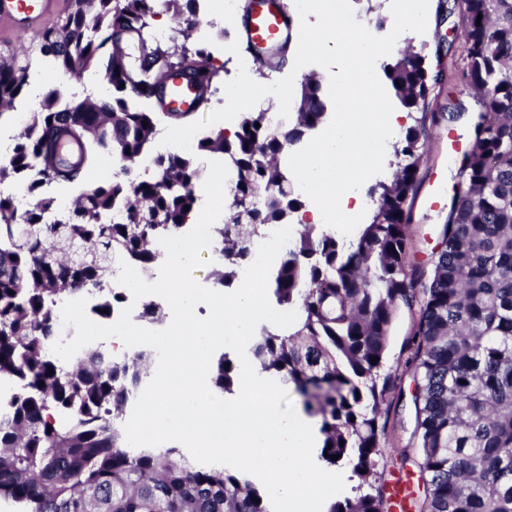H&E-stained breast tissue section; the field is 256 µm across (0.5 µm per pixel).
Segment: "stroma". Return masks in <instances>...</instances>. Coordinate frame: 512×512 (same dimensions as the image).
Instances as JSON below:
<instances>
[{
	"mask_svg": "<svg viewBox=\"0 0 512 512\" xmlns=\"http://www.w3.org/2000/svg\"><path fill=\"white\" fill-rule=\"evenodd\" d=\"M201 24L192 31L186 42L189 48H202L209 60L219 71L221 86L213 93L209 110L224 105L226 99L224 83L232 80L227 70V60L233 42H244L242 9H235L232 17H225L223 0H199ZM463 30L460 14L451 15L430 11L425 33L402 35L401 47H414L425 56V66L430 75L436 76L437 84L431 94V111L435 119L430 124L426 153L421 162L416 195L409 211V235L411 241L410 260L423 271H432V254L441 240V230L447 211L444 208H430L427 203L431 185L440 184L451 188L457 170L456 163L448 159V138L457 136L463 143H471L470 117L477 107L469 90L460 78L462 60ZM463 103L464 111H456V103ZM415 313L407 307H400L390 332L389 353L386 369L402 374L404 392H411L413 382L407 374V346L415 330ZM415 414L412 407H405L398 416L390 418L386 432V454L379 467V484H386L396 464H404L409 472H416L414 462H401L400 454L417 445L414 435Z\"/></svg>",
	"mask_w": 512,
	"mask_h": 512,
	"instance_id": "35a3bbf8",
	"label": "stroma"
}]
</instances>
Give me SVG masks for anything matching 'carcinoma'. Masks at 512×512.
I'll list each match as a JSON object with an SVG mask.
<instances>
[{"mask_svg":"<svg viewBox=\"0 0 512 512\" xmlns=\"http://www.w3.org/2000/svg\"><path fill=\"white\" fill-rule=\"evenodd\" d=\"M196 2L74 0L57 27L39 34L42 62L79 78L97 66L115 29L132 27L144 64L161 52L149 23L158 4L183 15L179 34L187 39L200 24ZM454 7L463 26L461 76L479 113L431 278L421 282L409 261L407 209L436 81L425 56L407 50L384 69L395 96L418 117L394 145L391 178L369 190L370 221L349 242L315 224L296 230L272 290L297 319L287 328L262 325L252 340L259 370L293 386L304 410L321 418L320 460L350 467L355 496L326 512H385L372 479L385 456L389 413L403 402L402 378L384 370L401 306L418 307L409 346L426 485L418 509L512 512V0H453L451 7L439 0L442 11ZM171 41L177 65L210 87L218 70L207 53ZM126 57L112 46L101 67L112 87L105 94L63 103L58 90H46L41 111L0 164V185L25 173L37 179L26 208L0 192V380L17 383L0 408V500L22 512H272L251 480L224 466L191 462L176 447L131 451L121 416L150 354L120 359L89 346L70 364L50 347L59 302L108 292L96 312L109 318L121 302L110 288L113 266L122 259L147 271L158 261L153 245L177 234L197 206L199 158L208 153L224 155L231 202L246 213L241 222L229 211L214 227L220 279L235 276L250 241L302 208L278 157L325 119L321 82L302 80L288 120L274 125L264 112H245L233 133L202 138L189 155L159 154L151 175L137 179L131 164L156 133V113L129 107L149 92L128 81ZM30 66L0 60L1 109L22 92ZM106 151L120 163L112 182L87 188L75 204L38 191L81 180ZM237 375L229 359L220 360L216 391H232Z\"/></svg>","mask_w":512,"mask_h":512,"instance_id":"cac0c4a2","label":"carcinoma"}]
</instances>
